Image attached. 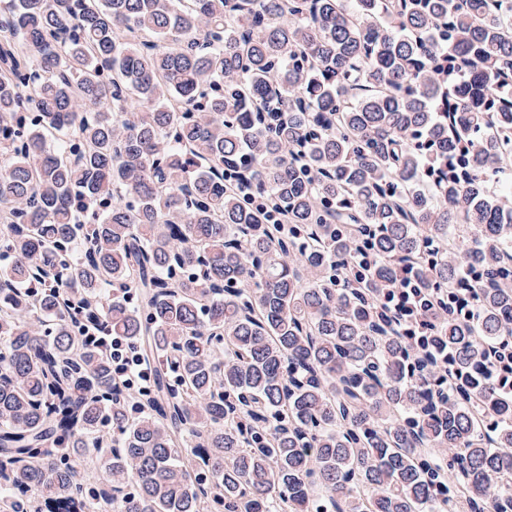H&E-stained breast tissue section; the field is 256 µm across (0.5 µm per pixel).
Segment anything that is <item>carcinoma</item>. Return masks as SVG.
<instances>
[{
    "mask_svg": "<svg viewBox=\"0 0 512 512\" xmlns=\"http://www.w3.org/2000/svg\"><path fill=\"white\" fill-rule=\"evenodd\" d=\"M0 157V512H512V0H3ZM420 294L421 289L412 282L410 274L407 273L403 278V288L398 293L391 294L388 298V302L393 305L396 313L400 316L398 326L402 333L412 331L410 327L414 325L418 308L428 309L429 304H431L429 299H422ZM412 334L415 335L412 337L417 339V343L420 345L427 337V327L420 325L416 331H412ZM87 338L104 346L112 359L113 372L124 379L129 387L149 381L152 368L146 358L123 336H97V332L87 331Z\"/></svg>",
    "mask_w": 512,
    "mask_h": 512,
    "instance_id": "1",
    "label": "carcinoma"
}]
</instances>
